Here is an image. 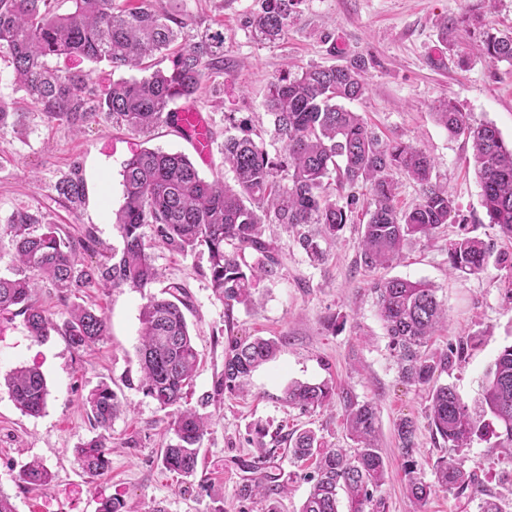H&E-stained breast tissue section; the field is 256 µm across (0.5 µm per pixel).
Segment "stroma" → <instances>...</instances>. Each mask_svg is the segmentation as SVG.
Instances as JSON below:
<instances>
[{
  "instance_id": "35a3bbf8",
  "label": "stroma",
  "mask_w": 512,
  "mask_h": 512,
  "mask_svg": "<svg viewBox=\"0 0 512 512\" xmlns=\"http://www.w3.org/2000/svg\"><path fill=\"white\" fill-rule=\"evenodd\" d=\"M150 3L191 14L201 27L224 32V68L209 73L196 103L208 114L213 133L209 159L196 163L203 176L223 170L224 128L232 118L260 130L269 154L282 153L283 144L274 139L263 106L270 81L280 73L358 59L364 64L366 90L350 102V109L383 140L410 142L426 151L438 181L453 193L474 235L494 249L512 250V240L488 223L469 143L449 135L433 114L440 102H452L470 122L492 123L504 142L512 143V64L477 58L479 34L462 22L463 17H475L512 33V0H295L286 34L271 45L257 44L245 25L247 16L260 10L261 0ZM11 72L8 59L0 57V98L22 113L19 129L0 132V225L15 211L40 210L62 233H91L92 243L82 257L86 264H96L103 252L121 244L112 212L122 201L124 162L143 147L194 157L193 146L165 126L143 136L99 118L77 131L48 121L31 111ZM76 165L85 181V200L71 211L54 185ZM366 221L364 210H355L325 261L316 266L292 233L276 224L267 226L266 238L276 239L280 248V272L261 284L256 308H235L233 333L279 339L280 352L253 373L247 395L225 396L213 409L197 473L188 479L163 466L168 418L139 387L137 347L145 303L139 291L90 285L65 298L52 286L38 288L37 305L56 323L67 319L73 302L104 314L106 336L80 351L56 332L35 340L24 315L0 313V489L11 496L16 512H97L101 501L112 497L121 498L127 512H150L155 505L163 512H267L272 504L278 512H299L310 490L302 474L311 471V464L294 466L282 448L259 459L250 441L254 425L268 426L273 436L310 427L338 448L350 442L341 405L303 415L284 403V391L294 381H327L357 400L377 404L379 443L387 461L377 495L387 512H477L470 498L442 490L422 506L406 494L395 423L414 419L417 459L425 474H432L444 451L429 425L428 392L403 382L369 287L383 276L438 286L448 319L432 337V350L441 352L459 338L471 339L465 360L442 373L439 381L454 386L472 406L496 355L512 344V299L506 294L512 279L492 262L477 275L452 272L448 242L458 231L454 224L441 228L433 240L409 244L388 269L361 268L356 264L359 226ZM151 253L161 285L180 284L189 296L185 316L200 354L190 392L195 398L211 389L224 365V305L204 275L205 255L160 247ZM20 365L38 367L46 378L50 396L41 415L23 414L3 382ZM102 383L111 386L121 403L105 431L83 405L88 392ZM100 435L110 447L109 468L91 477L82 472L74 450ZM33 459L52 474L47 490L17 485L20 467ZM458 459L476 472L486 494L502 500L504 512H512V461L480 440ZM256 461L287 486L275 501L240 497V487L250 477L248 466ZM210 485L218 489V497L207 493Z\"/></svg>"
}]
</instances>
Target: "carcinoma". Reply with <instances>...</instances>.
I'll return each instance as SVG.
<instances>
[{
    "instance_id": "obj_1",
    "label": "carcinoma",
    "mask_w": 512,
    "mask_h": 512,
    "mask_svg": "<svg viewBox=\"0 0 512 512\" xmlns=\"http://www.w3.org/2000/svg\"><path fill=\"white\" fill-rule=\"evenodd\" d=\"M60 0H0V52L8 54L15 83L33 109L49 121L79 128L101 116L129 131L146 135L156 126L174 127L171 121L178 101L195 102L208 72L224 66V32L196 29L192 17L159 10L150 4L127 8L117 0H67L70 8L58 12ZM294 0H262L261 11L246 18L253 39L261 44L278 40L288 26ZM476 56L489 62L512 63V34L485 28ZM80 57L105 62L112 72L138 69L145 75L120 76L104 88L88 70H60L48 65L52 57ZM167 60L154 69L147 59ZM360 64L323 67L312 65L271 81L264 101L273 117L274 131L283 154L271 157L245 130H225L221 152L233 174L226 183L220 175L200 176L193 162L181 153L143 148L125 161L122 203L113 212L122 247L112 249L106 261L88 266L71 236H62L55 224L41 234L30 232L41 224L39 212L16 211L8 219L16 273L0 277V312L19 307L30 335L43 340L51 332L65 336L80 351L107 333L103 314L78 305L59 325L32 302L39 283L48 282L62 293L92 282L105 288H133L146 299L141 311L138 346L142 376L140 388L161 409L174 408L168 423L170 442L162 463L185 477L195 475L199 452L208 433L210 415L200 408L222 403L224 395L247 392L251 373L273 360L279 344L272 339L230 335L224 343V366L212 390L198 400L199 407L182 404L191 387L198 362L183 308L188 306L180 286L172 284L159 297L148 288L160 274L147 252L144 228L152 240L170 251L187 254L203 247L208 254V277L214 295L224 303L230 320L234 308H251L261 282L279 271L274 245L263 239V226L280 224L296 235L309 261L325 259L321 243L336 241L359 201L356 188L367 186L366 224L359 240V262L370 269L391 266L414 240L431 239L446 224H459L448 241V261L455 271L476 275L489 260L512 274V252H493L489 243L471 235L459 218L454 196L433 180V161L407 142H384L356 112L342 102L359 99L365 92ZM437 121L452 136L472 143L473 161L482 190L488 223L512 239V147L505 145L492 123H470L451 102L435 107ZM20 114L0 100V132L16 128ZM404 175L419 185L420 198L410 209L394 203L395 176ZM345 191L344 203L331 198V183ZM57 195L78 208L85 189L74 167L55 184ZM255 255L253 263L246 254ZM378 315L401 366V378L428 388V418L434 436L456 453L477 439L493 441L512 459V345L495 358L481 400L471 408L448 384H436L439 374L462 361L469 338L458 340L449 351H427L446 309L437 288L403 278L379 279L371 284ZM12 400L24 414L38 415L47 405L49 390L44 375L35 368L16 367L4 377ZM288 406L303 413L322 410L336 401V386L327 382H292L285 391ZM343 421L354 451L334 448L310 428L280 440L288 445L293 463L315 460L311 490L300 512H341L339 495L347 500L346 512H369L374 492L384 483L385 461L377 443V411L373 402L345 394ZM95 422L107 428L119 410L116 393L107 384L84 398ZM403 459L405 490L419 504L435 489L479 501L478 512H502L492 496H481L474 472L452 457L434 465V482L425 480L415 457L416 427L405 417L396 424ZM80 468L98 476L108 465L105 438L96 437L76 448ZM47 467L34 459L20 469L18 482L26 489L50 483ZM277 479L265 472L242 487V496L277 494Z\"/></svg>"
}]
</instances>
